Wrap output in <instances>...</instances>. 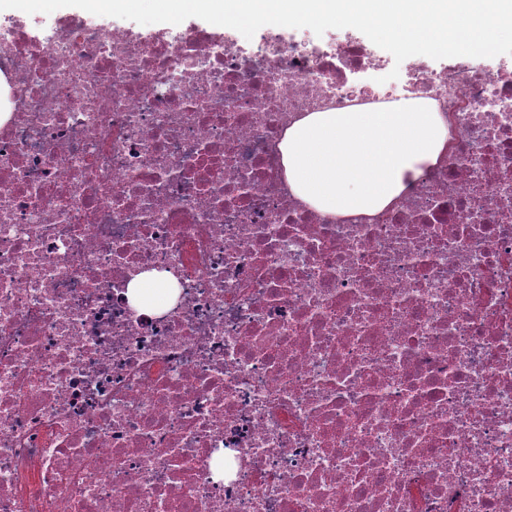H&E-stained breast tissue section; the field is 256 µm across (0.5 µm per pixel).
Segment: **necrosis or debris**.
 I'll return each instance as SVG.
<instances>
[{
  "instance_id": "1",
  "label": "necrosis or debris",
  "mask_w": 512,
  "mask_h": 512,
  "mask_svg": "<svg viewBox=\"0 0 512 512\" xmlns=\"http://www.w3.org/2000/svg\"><path fill=\"white\" fill-rule=\"evenodd\" d=\"M388 66L0 19V512H512V62ZM401 101L450 139L393 206L290 192V125ZM155 278L153 274L144 273L130 281L126 297L132 306L151 313L163 311L175 302L178 294L175 279L168 277L167 285H160ZM150 284L159 288H146Z\"/></svg>"
}]
</instances>
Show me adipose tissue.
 Instances as JSON below:
<instances>
[{
    "label": "adipose tissue",
    "mask_w": 512,
    "mask_h": 512,
    "mask_svg": "<svg viewBox=\"0 0 512 512\" xmlns=\"http://www.w3.org/2000/svg\"><path fill=\"white\" fill-rule=\"evenodd\" d=\"M448 143L439 113L407 108L311 112L291 125L280 145L291 193L334 216L373 214L390 205ZM153 274L134 277L129 303L160 312L176 298L175 279L155 286Z\"/></svg>",
    "instance_id": "obj_1"
}]
</instances>
